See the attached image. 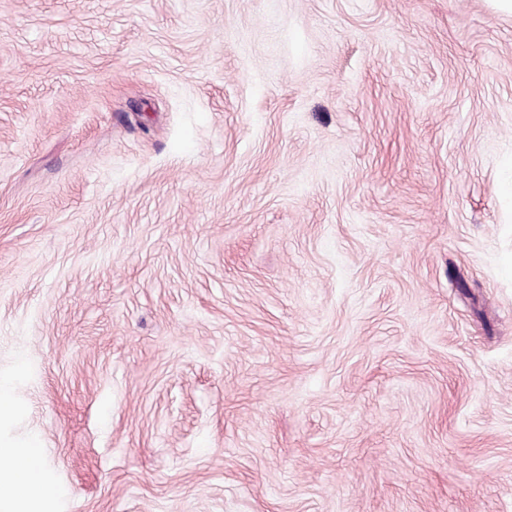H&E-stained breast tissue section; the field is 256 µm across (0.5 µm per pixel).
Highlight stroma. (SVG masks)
I'll list each match as a JSON object with an SVG mask.
<instances>
[{
    "label": "stroma",
    "instance_id": "35a3bbf8",
    "mask_svg": "<svg viewBox=\"0 0 512 512\" xmlns=\"http://www.w3.org/2000/svg\"><path fill=\"white\" fill-rule=\"evenodd\" d=\"M0 399L31 512H512V14L0 0Z\"/></svg>",
    "mask_w": 512,
    "mask_h": 512
}]
</instances>
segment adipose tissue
Here are the masks:
<instances>
[{"instance_id":"adipose-tissue-1","label":"adipose tissue","mask_w":512,"mask_h":512,"mask_svg":"<svg viewBox=\"0 0 512 512\" xmlns=\"http://www.w3.org/2000/svg\"><path fill=\"white\" fill-rule=\"evenodd\" d=\"M36 448H0V512H28L27 503L45 489L35 474Z\"/></svg>"}]
</instances>
